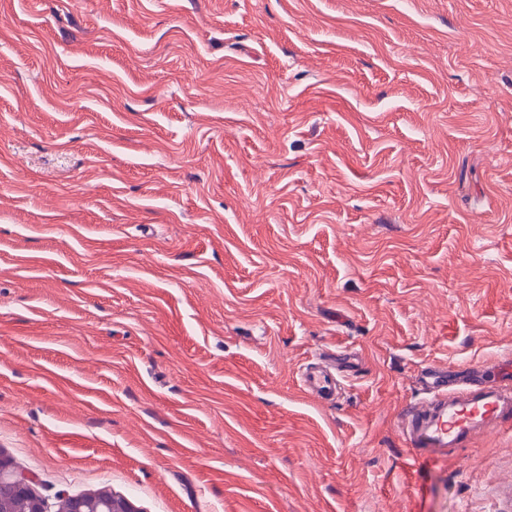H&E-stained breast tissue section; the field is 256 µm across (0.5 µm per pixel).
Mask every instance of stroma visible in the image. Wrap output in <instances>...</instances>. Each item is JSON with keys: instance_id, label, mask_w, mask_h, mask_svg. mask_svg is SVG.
I'll return each mask as SVG.
<instances>
[{"instance_id": "1", "label": "stroma", "mask_w": 512, "mask_h": 512, "mask_svg": "<svg viewBox=\"0 0 512 512\" xmlns=\"http://www.w3.org/2000/svg\"><path fill=\"white\" fill-rule=\"evenodd\" d=\"M347 351L333 399L299 373ZM512 0H0V460L136 512H512ZM424 401L406 406L398 431L414 462L465 448L484 430L512 420V356L460 370L430 364L416 376Z\"/></svg>"}]
</instances>
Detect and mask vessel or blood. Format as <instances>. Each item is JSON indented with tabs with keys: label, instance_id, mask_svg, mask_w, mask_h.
Returning <instances> with one entry per match:
<instances>
[{
	"label": "vessel or blood",
	"instance_id": "b4317fda",
	"mask_svg": "<svg viewBox=\"0 0 512 512\" xmlns=\"http://www.w3.org/2000/svg\"><path fill=\"white\" fill-rule=\"evenodd\" d=\"M352 360L340 353L327 364L305 368L302 389L333 398L337 378ZM416 383L423 401L406 406L398 417V431L413 460L447 455L484 430L512 420L511 355L468 370L433 363L418 371Z\"/></svg>",
	"mask_w": 512,
	"mask_h": 512
}]
</instances>
